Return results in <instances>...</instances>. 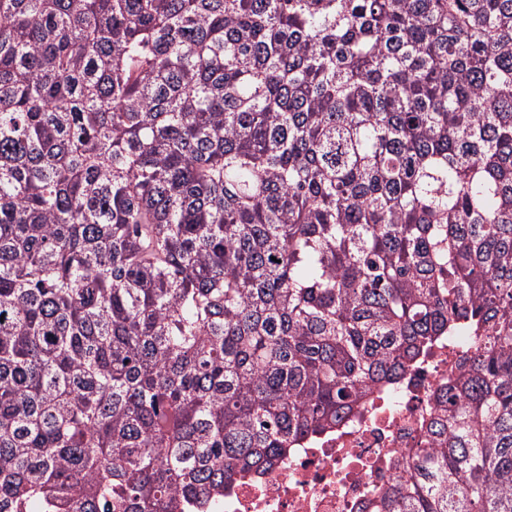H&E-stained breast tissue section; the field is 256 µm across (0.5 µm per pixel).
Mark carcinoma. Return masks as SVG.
Segmentation results:
<instances>
[{
	"label": "carcinoma",
	"instance_id": "carcinoma-1",
	"mask_svg": "<svg viewBox=\"0 0 512 512\" xmlns=\"http://www.w3.org/2000/svg\"><path fill=\"white\" fill-rule=\"evenodd\" d=\"M457 327L375 512H512V0H0V512H184Z\"/></svg>",
	"mask_w": 512,
	"mask_h": 512
}]
</instances>
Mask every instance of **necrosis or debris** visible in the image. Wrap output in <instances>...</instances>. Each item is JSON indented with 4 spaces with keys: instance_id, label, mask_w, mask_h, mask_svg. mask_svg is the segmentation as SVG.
Listing matches in <instances>:
<instances>
[{
    "instance_id": "4bbe7bcc",
    "label": "necrosis or debris",
    "mask_w": 512,
    "mask_h": 512,
    "mask_svg": "<svg viewBox=\"0 0 512 512\" xmlns=\"http://www.w3.org/2000/svg\"><path fill=\"white\" fill-rule=\"evenodd\" d=\"M470 331L434 343L390 386H378L340 423L297 442L261 474L228 485L203 512H372L401 455L424 445L437 388L474 354Z\"/></svg>"
}]
</instances>
